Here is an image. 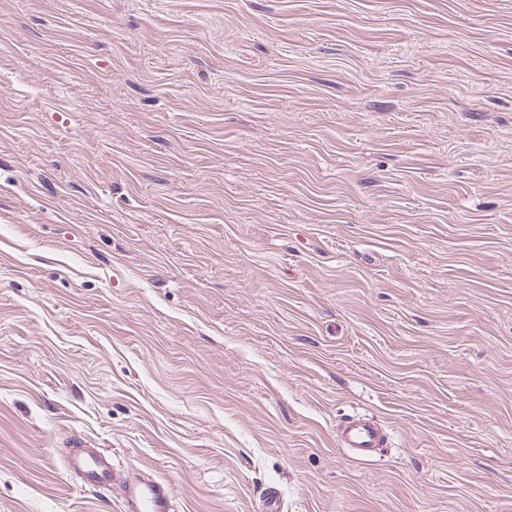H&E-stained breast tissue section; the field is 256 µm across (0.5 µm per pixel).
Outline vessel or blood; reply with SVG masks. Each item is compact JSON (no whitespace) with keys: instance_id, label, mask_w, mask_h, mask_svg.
<instances>
[{"instance_id":"b4317fda","label":"vessel or blood","mask_w":512,"mask_h":512,"mask_svg":"<svg viewBox=\"0 0 512 512\" xmlns=\"http://www.w3.org/2000/svg\"><path fill=\"white\" fill-rule=\"evenodd\" d=\"M341 447L362 459L371 458L387 443V434L373 419L358 416L339 430ZM67 474L80 478L92 489L120 487L123 512H175V501L168 483L152 479H125L112 465L111 454L102 448L86 447L73 441L64 460Z\"/></svg>"}]
</instances>
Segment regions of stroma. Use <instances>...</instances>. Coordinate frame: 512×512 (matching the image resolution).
Returning <instances> with one entry per match:
<instances>
[{"label": "stroma", "mask_w": 512, "mask_h": 512, "mask_svg": "<svg viewBox=\"0 0 512 512\" xmlns=\"http://www.w3.org/2000/svg\"><path fill=\"white\" fill-rule=\"evenodd\" d=\"M74 435L178 512H512V0H0V512H120ZM340 446L361 459L371 458L387 443V434L372 418L358 416L340 427Z\"/></svg>", "instance_id": "obj_1"}]
</instances>
